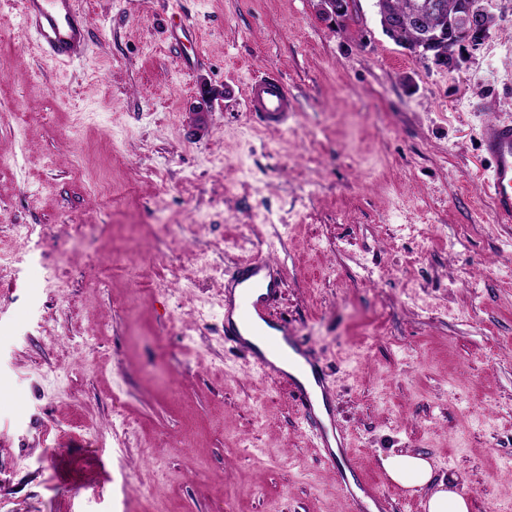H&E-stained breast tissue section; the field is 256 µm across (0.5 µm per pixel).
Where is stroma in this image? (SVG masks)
<instances>
[{
  "label": "stroma",
  "mask_w": 512,
  "mask_h": 512,
  "mask_svg": "<svg viewBox=\"0 0 512 512\" xmlns=\"http://www.w3.org/2000/svg\"><path fill=\"white\" fill-rule=\"evenodd\" d=\"M77 0L81 61L0 0V512H348L292 390L224 340V280L257 255L325 366L339 425L396 512L382 456L512 512V223L483 178L512 122V0L457 64H421L374 0ZM279 73L268 130L244 97ZM216 95L207 99L204 88ZM245 108L260 124L276 130L287 129L291 112L296 110L288 84L279 76L254 79L248 87Z\"/></svg>",
  "instance_id": "1"
}]
</instances>
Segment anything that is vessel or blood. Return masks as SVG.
Listing matches in <instances>:
<instances>
[{"label": "vessel or blood", "instance_id": "b4317fda", "mask_svg": "<svg viewBox=\"0 0 512 512\" xmlns=\"http://www.w3.org/2000/svg\"><path fill=\"white\" fill-rule=\"evenodd\" d=\"M22 18L39 50L58 61L77 56L86 26L74 0H22ZM245 108L265 127L283 130L295 110L287 83L278 76L253 80ZM483 151L490 160L488 187L497 219L512 221V123L491 122L483 130ZM282 286V269L258 256L241 263L227 294H238V303L224 306V334L245 344L252 363L265 375L288 383L305 429L315 441L320 456L335 462L336 448L346 447L333 411H319L311 387L328 393L322 367L288 336L286 324L271 317V306Z\"/></svg>", "mask_w": 512, "mask_h": 512}]
</instances>
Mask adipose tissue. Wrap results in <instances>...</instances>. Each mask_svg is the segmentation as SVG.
<instances>
[{
	"instance_id": "obj_1",
	"label": "adipose tissue",
	"mask_w": 512,
	"mask_h": 512,
	"mask_svg": "<svg viewBox=\"0 0 512 512\" xmlns=\"http://www.w3.org/2000/svg\"><path fill=\"white\" fill-rule=\"evenodd\" d=\"M381 466L391 481L412 490H427L426 512H470L471 503L457 474L447 482L434 483L433 466L422 454L399 451L381 457Z\"/></svg>"
}]
</instances>
